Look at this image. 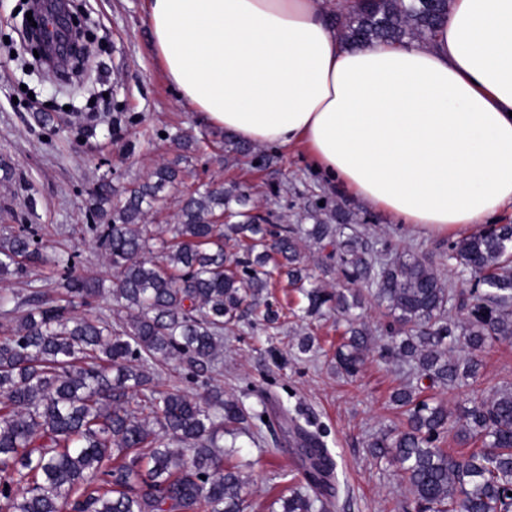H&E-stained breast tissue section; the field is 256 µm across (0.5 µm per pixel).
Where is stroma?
Returning <instances> with one entry per match:
<instances>
[{
	"instance_id": "35a3bbf8",
	"label": "stroma",
	"mask_w": 512,
	"mask_h": 512,
	"mask_svg": "<svg viewBox=\"0 0 512 512\" xmlns=\"http://www.w3.org/2000/svg\"><path fill=\"white\" fill-rule=\"evenodd\" d=\"M92 25L94 55L89 66L106 96L98 103L62 93V78L27 74L16 60L31 54L19 36L22 0H0V235L34 231L50 256L80 252L82 272L111 281L112 271L87 209L100 177L115 188L145 180L159 164L179 160L186 188L215 181L270 182L286 193L272 205L274 221H303L307 199L340 203L355 229L369 232L377 249L426 258L448 287L470 288V276L451 257L454 235L412 231L390 214L339 192L313 168L300 146L273 148L275 162L262 172L247 162L225 163L224 134L212 129L178 101L151 50L149 0H75ZM121 123H113L115 112ZM193 136L199 149L182 150L176 134ZM385 309L366 302L364 323L374 339L356 377L336 373L331 364L341 330L333 319H317L319 351L302 361L291 347L299 339V320L268 333L241 322L225 333L216 378L225 395L246 406L266 405L267 422L258 440L240 436L225 463L238 467L246 481L244 512H283L289 490L310 493L302 472L306 460L283 407L300 408L311 420L339 480L333 512H414L397 464L374 458L369 445L382 431L400 424L392 393L406 384L409 369L381 358L390 340ZM477 382L451 389H425V398L449 410L487 398L512 386V342H496L478 352Z\"/></svg>"
}]
</instances>
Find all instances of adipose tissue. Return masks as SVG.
Returning <instances> with one entry per match:
<instances>
[{"label": "adipose tissue", "mask_w": 512, "mask_h": 512, "mask_svg": "<svg viewBox=\"0 0 512 512\" xmlns=\"http://www.w3.org/2000/svg\"><path fill=\"white\" fill-rule=\"evenodd\" d=\"M327 0H150L180 102L237 139L304 145L342 191L425 233L512 204V0H452L427 42L346 46Z\"/></svg>", "instance_id": "adipose-tissue-1"}]
</instances>
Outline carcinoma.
<instances>
[{
    "mask_svg": "<svg viewBox=\"0 0 512 512\" xmlns=\"http://www.w3.org/2000/svg\"><path fill=\"white\" fill-rule=\"evenodd\" d=\"M448 15V0H363L331 14L340 37L366 43L426 41ZM230 152L262 167L269 157L249 145ZM182 157L158 166L151 178L125 189L112 203L102 181L90 211L112 268L113 306L90 308L104 297L100 281L78 272L73 256L44 255L26 233L0 238V273L20 274L53 263L63 297L39 289L0 295V509L5 512H243L244 482L224 467V435L254 438L250 421L264 412L245 407L211 384L224 332L251 314L270 328L280 314L264 293L286 277L311 318L345 323L336 371L355 376L371 351V333L356 310L371 292L392 318L387 360L414 366L418 378L454 387L476 379L478 362L454 355L463 342L482 351L512 339V224H492L450 246L451 257L480 283L458 293L447 288L419 255L390 257L350 229L336 203L304 204L312 224L295 230L263 217L252 187L204 184L182 201L177 222L156 235L146 207L179 177ZM332 247L345 284L328 289L305 264L302 248ZM464 318L455 323L447 305ZM85 309L82 314L78 308ZM174 360L203 393L162 387L156 368ZM420 387L392 395L406 421L376 438L371 453L392 458L417 512H512V391L503 389L462 409L457 438L481 443L467 456L437 445L450 413L418 397ZM294 429L330 461L317 434L297 415ZM322 492L293 493L284 512H327Z\"/></svg>",
    "mask_w": 512,
    "mask_h": 512,
    "instance_id": "cac0c4a2",
    "label": "carcinoma"
}]
</instances>
